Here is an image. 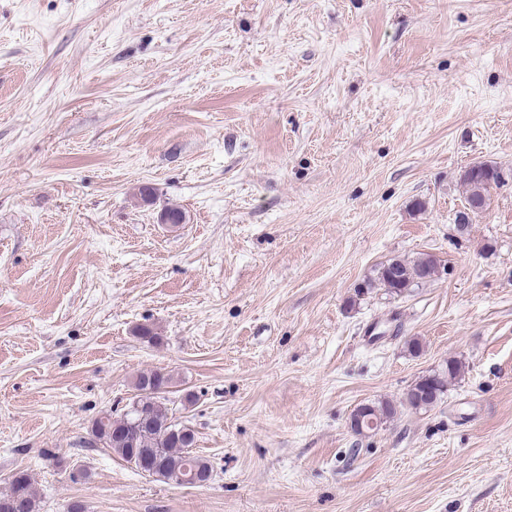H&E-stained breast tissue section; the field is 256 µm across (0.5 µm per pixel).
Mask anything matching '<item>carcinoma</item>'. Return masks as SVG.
<instances>
[{
  "mask_svg": "<svg viewBox=\"0 0 512 512\" xmlns=\"http://www.w3.org/2000/svg\"><path fill=\"white\" fill-rule=\"evenodd\" d=\"M485 173L479 169L460 175L467 188L469 206L486 205L488 190L483 187ZM437 261L430 255L413 261L394 259L377 270L375 281L389 293L400 296L409 288L426 283L435 271ZM462 371V364L455 358L448 359L445 368L429 377H422L404 394L400 405L419 410L431 407L447 391ZM171 374L161 370L141 372L134 383L137 391V406L119 416L103 413L93 423L94 439L112 450L129 463L131 458L143 451L150 453L156 463L154 473L166 478L192 479L196 475L211 473L210 461L192 451L196 437L185 442L167 434L165 425L173 421L167 406L166 393L173 385ZM397 412V404L386 400L370 406V416L384 423ZM0 512H39V501L30 476L17 472L9 481L8 488L0 492Z\"/></svg>",
  "mask_w": 512,
  "mask_h": 512,
  "instance_id": "1",
  "label": "carcinoma"
}]
</instances>
